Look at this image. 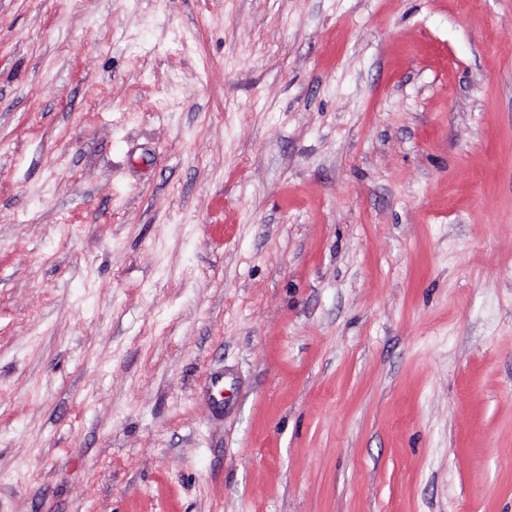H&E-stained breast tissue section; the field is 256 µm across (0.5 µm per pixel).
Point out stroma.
I'll use <instances>...</instances> for the list:
<instances>
[{
	"label": "stroma",
	"instance_id": "obj_1",
	"mask_svg": "<svg viewBox=\"0 0 512 512\" xmlns=\"http://www.w3.org/2000/svg\"><path fill=\"white\" fill-rule=\"evenodd\" d=\"M0 512H512V0H0Z\"/></svg>",
	"mask_w": 512,
	"mask_h": 512
}]
</instances>
